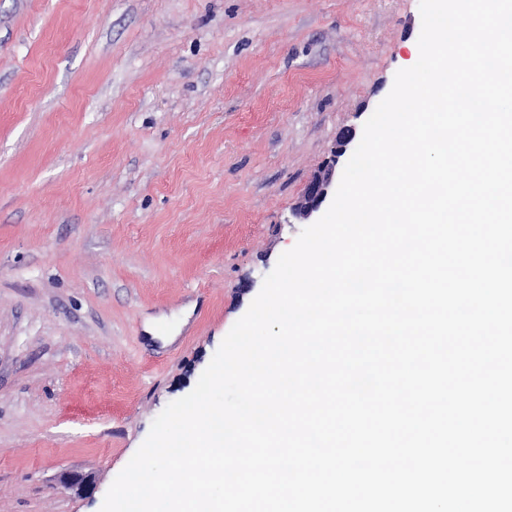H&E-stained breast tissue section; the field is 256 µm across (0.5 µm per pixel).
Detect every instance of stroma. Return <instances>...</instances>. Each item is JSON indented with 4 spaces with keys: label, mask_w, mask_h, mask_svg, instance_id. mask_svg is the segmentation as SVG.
<instances>
[{
    "label": "stroma",
    "mask_w": 512,
    "mask_h": 512,
    "mask_svg": "<svg viewBox=\"0 0 512 512\" xmlns=\"http://www.w3.org/2000/svg\"><path fill=\"white\" fill-rule=\"evenodd\" d=\"M420 32L419 0H0V512H100Z\"/></svg>",
    "instance_id": "35a3bbf8"
}]
</instances>
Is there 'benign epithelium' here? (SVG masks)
Returning a JSON list of instances; mask_svg holds the SVG:
<instances>
[{"instance_id":"benign-epithelium-1","label":"benign epithelium","mask_w":512,"mask_h":512,"mask_svg":"<svg viewBox=\"0 0 512 512\" xmlns=\"http://www.w3.org/2000/svg\"><path fill=\"white\" fill-rule=\"evenodd\" d=\"M357 129L348 126L336 139L331 159L315 172L307 183L306 190L292 212L290 223L309 224L329 198L335 184L337 166L356 148Z\"/></svg>"}]
</instances>
